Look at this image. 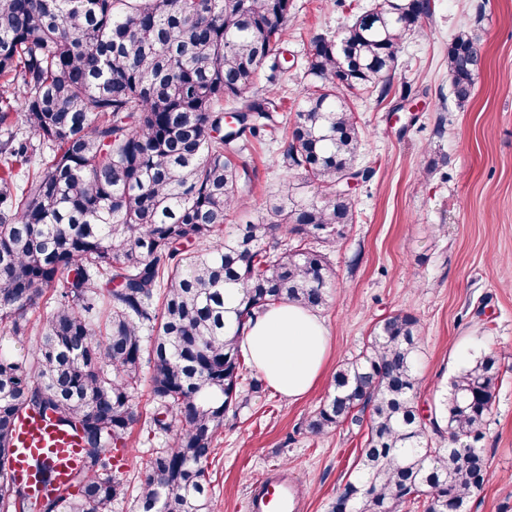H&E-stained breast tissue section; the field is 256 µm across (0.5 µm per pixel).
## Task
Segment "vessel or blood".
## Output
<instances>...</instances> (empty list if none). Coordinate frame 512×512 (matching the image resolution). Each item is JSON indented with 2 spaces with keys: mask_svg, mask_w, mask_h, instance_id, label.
I'll list each match as a JSON object with an SVG mask.
<instances>
[{
  "mask_svg": "<svg viewBox=\"0 0 512 512\" xmlns=\"http://www.w3.org/2000/svg\"><path fill=\"white\" fill-rule=\"evenodd\" d=\"M13 455L8 472L11 479L26 486L30 493L43 495L49 487L66 488L72 472L81 461L79 436L35 413L21 415L13 434ZM44 457L50 460L54 477L51 484H44L35 471L33 462ZM295 506L291 487L272 480L255 485L248 498V512H292Z\"/></svg>",
  "mask_w": 512,
  "mask_h": 512,
  "instance_id": "vessel-or-blood-1",
  "label": "vessel or blood"
}]
</instances>
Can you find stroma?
<instances>
[{"mask_svg":"<svg viewBox=\"0 0 512 512\" xmlns=\"http://www.w3.org/2000/svg\"><path fill=\"white\" fill-rule=\"evenodd\" d=\"M286 44L297 63L271 75L262 68L256 89L277 84L285 118H293L305 83L309 40L336 34L375 0H292ZM420 32L404 42L392 89L349 100L362 133L360 167L370 169L352 195L356 220L324 252L335 272L328 305L319 311L330 354L316 387L297 400L270 386L228 416L208 467L212 512H246L251 486L268 471L295 482L301 512H329L367 437L366 424H346L311 436L306 426L333 374L365 349L374 326L396 313L420 325L418 403L437 404L450 380L475 357L495 353L500 380L482 446L486 483L471 512H512V0H433ZM464 26L483 47L475 93L456 105L448 81V46ZM408 99H401L402 89ZM281 143L255 145L252 207L230 223L256 216L284 174ZM438 168L430 179L422 171ZM152 447L134 436L115 455L130 512L136 476Z\"/></svg>","mask_w":512,"mask_h":512,"instance_id":"obj_1","label":"stroma"}]
</instances>
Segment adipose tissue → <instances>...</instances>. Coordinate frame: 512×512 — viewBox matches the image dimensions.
<instances>
[{"instance_id":"obj_1","label":"adipose tissue","mask_w":512,"mask_h":512,"mask_svg":"<svg viewBox=\"0 0 512 512\" xmlns=\"http://www.w3.org/2000/svg\"><path fill=\"white\" fill-rule=\"evenodd\" d=\"M329 345L324 321L294 303L267 306L248 319L243 329L245 357L271 388L291 400L315 388Z\"/></svg>"}]
</instances>
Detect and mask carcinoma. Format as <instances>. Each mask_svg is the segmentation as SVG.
<instances>
[{
	"label": "carcinoma",
	"instance_id": "carcinoma-1",
	"mask_svg": "<svg viewBox=\"0 0 512 512\" xmlns=\"http://www.w3.org/2000/svg\"><path fill=\"white\" fill-rule=\"evenodd\" d=\"M292 0H0V512H112L127 494L111 452L164 434L138 475L134 512H211L208 464L228 413L261 384L240 342L262 307L327 304L316 246L355 222L361 133L344 94L391 90L401 44L432 0H381L307 51L284 137L286 174L255 219L226 223L252 192L248 143L274 140ZM478 37L448 46L457 104L472 97ZM233 105L229 112L224 104ZM47 310L29 335L30 314ZM421 336L385 317L333 375L307 430L367 422L330 512H468L488 473L479 446L499 382L483 355L438 408L417 401ZM151 409L133 403L142 363ZM80 432L74 491L32 499L8 480L22 412ZM441 441H436L435 436Z\"/></svg>",
	"mask_w": 512,
	"mask_h": 512
}]
</instances>
